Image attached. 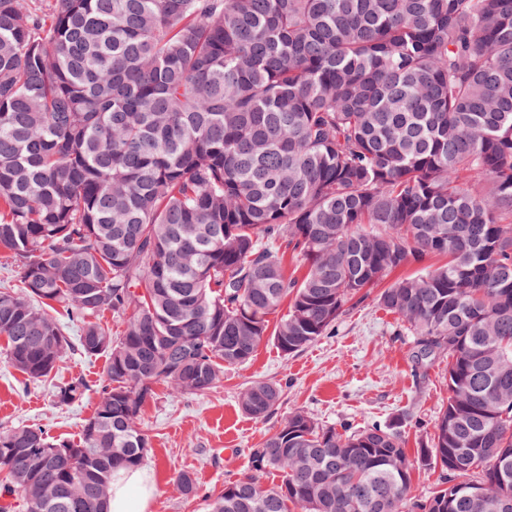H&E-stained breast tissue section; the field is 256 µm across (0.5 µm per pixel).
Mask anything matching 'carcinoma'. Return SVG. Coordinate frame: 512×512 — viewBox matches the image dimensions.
I'll list each match as a JSON object with an SVG mask.
<instances>
[{"label":"carcinoma","mask_w":512,"mask_h":512,"mask_svg":"<svg viewBox=\"0 0 512 512\" xmlns=\"http://www.w3.org/2000/svg\"><path fill=\"white\" fill-rule=\"evenodd\" d=\"M0 250L9 366L107 358L79 441L0 433V512H107L156 384L210 390L267 336L293 355L408 266L377 303L416 367L448 357L417 462L405 416L294 410L207 512H512V0H0ZM280 399L258 380L241 408ZM416 464L443 473L420 498Z\"/></svg>","instance_id":"obj_1"}]
</instances>
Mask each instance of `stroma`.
<instances>
[{
    "label": "stroma",
    "mask_w": 512,
    "mask_h": 512,
    "mask_svg": "<svg viewBox=\"0 0 512 512\" xmlns=\"http://www.w3.org/2000/svg\"><path fill=\"white\" fill-rule=\"evenodd\" d=\"M412 352L411 336L371 297L341 316L328 336L294 355L284 356L264 339L246 367L225 368L223 382L205 393L175 398L157 386L138 417L149 439L145 466L157 489L148 512H206L205 494L248 472L251 449L297 409L352 431L408 416L405 446L417 454L448 403V376L445 359L419 369ZM105 364L102 357L68 353L54 382L80 376L88 391L81 401L61 406L52 396L54 382H32L0 357V431L27 424L56 439L78 440L94 413ZM256 378L283 390L279 406L263 420L238 404ZM177 472L194 478L199 495H184L172 483Z\"/></svg>",
    "instance_id": "1"
}]
</instances>
